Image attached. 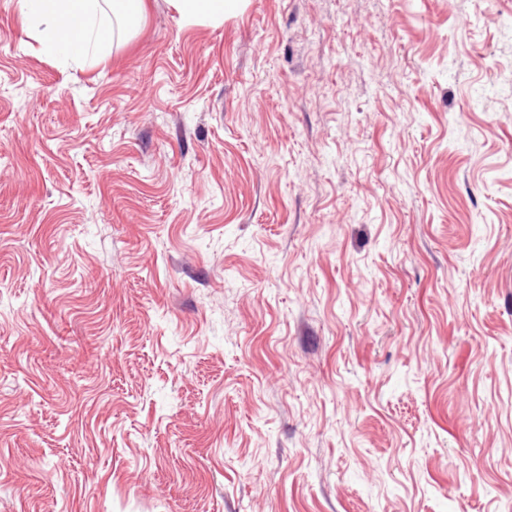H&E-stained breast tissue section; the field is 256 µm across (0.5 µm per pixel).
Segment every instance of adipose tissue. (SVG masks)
Wrapping results in <instances>:
<instances>
[{"mask_svg":"<svg viewBox=\"0 0 512 512\" xmlns=\"http://www.w3.org/2000/svg\"><path fill=\"white\" fill-rule=\"evenodd\" d=\"M42 52L65 69H85L110 56L112 35L132 30L147 0H18Z\"/></svg>","mask_w":512,"mask_h":512,"instance_id":"1","label":"adipose tissue"}]
</instances>
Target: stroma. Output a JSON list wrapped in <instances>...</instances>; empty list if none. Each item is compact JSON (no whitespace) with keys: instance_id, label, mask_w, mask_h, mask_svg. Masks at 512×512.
<instances>
[{"instance_id":"stroma-1","label":"stroma","mask_w":512,"mask_h":512,"mask_svg":"<svg viewBox=\"0 0 512 512\" xmlns=\"http://www.w3.org/2000/svg\"><path fill=\"white\" fill-rule=\"evenodd\" d=\"M0 0V512H512V0ZM18 4L27 28L36 31L42 52L65 70H84L109 58L105 7L112 11V47L114 35L131 33L147 10V0H19ZM69 31L77 36L76 46ZM183 17L218 23L224 16L238 10L243 0H169Z\"/></svg>"}]
</instances>
